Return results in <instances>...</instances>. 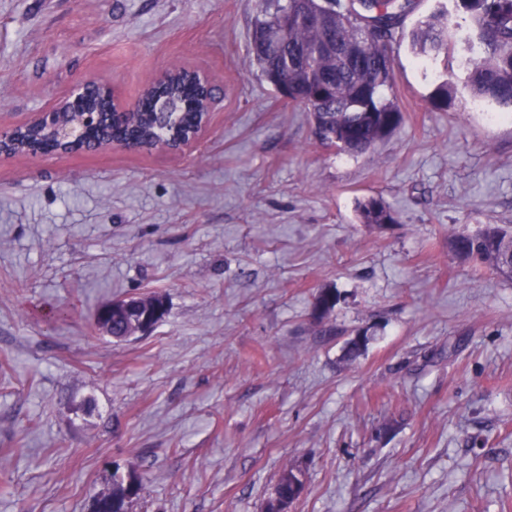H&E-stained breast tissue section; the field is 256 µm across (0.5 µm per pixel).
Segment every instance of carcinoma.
I'll use <instances>...</instances> for the list:
<instances>
[{"mask_svg": "<svg viewBox=\"0 0 512 512\" xmlns=\"http://www.w3.org/2000/svg\"><path fill=\"white\" fill-rule=\"evenodd\" d=\"M477 29V42L467 43L464 58L467 86L479 100L512 108V0H458ZM368 10L385 19L381 29L353 8V0H257L251 20L249 54L256 76L271 84L290 103L310 112L320 144L350 156L367 153L378 141L391 135L402 122V113L387 96L392 89V42L413 0H371ZM453 20L448 10L438 9L418 20L409 32L416 54L436 56L448 51V32ZM453 86L445 81L431 96L434 108L448 107ZM180 102L178 112L154 111V98ZM198 90L183 76L152 88L145 96L144 111L131 115L124 127H115L112 137L151 145L158 131L166 132L175 145L192 127ZM17 147L56 148L58 143L43 125L20 128ZM362 224H394L396 213L380 195L358 201ZM451 251L458 257L479 262L499 274L512 277V225L487 224L473 234L455 237ZM340 293L334 288L318 291L314 313L322 318L336 307ZM134 474H114L112 497L116 512H128L132 500L128 480ZM293 468L285 469L273 499L294 502L290 480Z\"/></svg>", "mask_w": 512, "mask_h": 512, "instance_id": "cac0c4a2", "label": "carcinoma"}]
</instances>
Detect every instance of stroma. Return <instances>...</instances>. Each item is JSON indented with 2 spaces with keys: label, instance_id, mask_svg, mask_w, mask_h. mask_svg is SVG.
I'll use <instances>...</instances> for the list:
<instances>
[{
  "label": "stroma",
  "instance_id": "1",
  "mask_svg": "<svg viewBox=\"0 0 512 512\" xmlns=\"http://www.w3.org/2000/svg\"><path fill=\"white\" fill-rule=\"evenodd\" d=\"M445 3L450 52L394 43L402 123L352 157L256 79V0H0V125L83 79L218 88L190 152L0 157V512H91L116 471L143 479L130 512H261L289 467L288 512H512V279L448 250L512 225V109L472 96ZM376 194L397 223H360ZM148 293V335L93 327ZM137 309L141 312L139 320L140 331L137 335H142L151 330L156 323L160 314L157 302L150 301L149 297H135L133 299L126 298L123 301H108L101 305L94 316V325L104 333L102 335L112 338V320L120 312ZM288 474H289V483H288ZM292 479L298 481L299 487H303V481H301L297 476L293 473V468L289 467L286 468L276 485L274 495L270 499L267 500V502L264 505L263 511L266 512L267 510H264L266 508H270L271 503L274 499H288L289 498V505L293 503L298 497L299 492H297L296 496L294 497V489L292 487Z\"/></svg>",
  "mask_w": 512,
  "mask_h": 512
}]
</instances>
